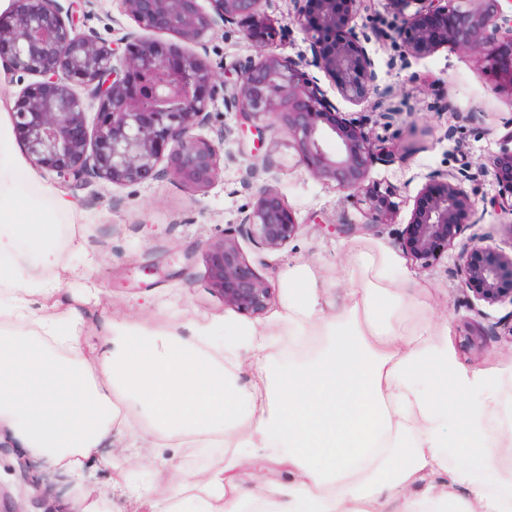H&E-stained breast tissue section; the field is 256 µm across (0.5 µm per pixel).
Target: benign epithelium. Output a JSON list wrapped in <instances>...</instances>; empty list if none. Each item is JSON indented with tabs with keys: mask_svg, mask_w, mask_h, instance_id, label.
Returning <instances> with one entry per match:
<instances>
[{
	"mask_svg": "<svg viewBox=\"0 0 512 512\" xmlns=\"http://www.w3.org/2000/svg\"><path fill=\"white\" fill-rule=\"evenodd\" d=\"M125 14L143 31H165L178 42L149 41L128 33L120 43L83 28L74 4L14 0L0 15V62L5 80L21 83L12 111L30 161L66 182L91 178L132 185L159 164L183 186L202 190L217 178L218 148L196 133L208 122L224 75L207 60L205 37L236 26L257 58L236 71L231 107L245 129L267 117L281 125L309 174L362 206L365 224H337L338 234L390 224L400 208L398 190L369 181L382 148L367 131L368 116L349 117L299 62L276 52L277 31L265 0H122ZM399 20L392 33L402 58L423 60L442 48L473 57L492 89L511 94L512 0H382ZM361 0H296L295 25L308 40L313 66L340 99L369 102L378 73L357 18ZM193 45L202 49H188ZM84 90L80 96L75 88ZM97 106L88 126L86 101ZM487 172L498 187L492 204L512 215V125L501 136ZM467 167L434 171L413 197L402 230V248L423 266L454 250L463 291L488 306L512 305V254L464 236L479 221L481 199L465 188ZM257 247L277 250L302 223L271 185L259 188L252 211L240 222ZM208 279L224 305L263 314L272 285L249 264L237 236L205 244Z\"/></svg>",
	"mask_w": 512,
	"mask_h": 512,
	"instance_id": "obj_1",
	"label": "benign epithelium"
}]
</instances>
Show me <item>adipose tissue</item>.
<instances>
[{
    "instance_id": "adipose-tissue-1",
    "label": "adipose tissue",
    "mask_w": 512,
    "mask_h": 512,
    "mask_svg": "<svg viewBox=\"0 0 512 512\" xmlns=\"http://www.w3.org/2000/svg\"><path fill=\"white\" fill-rule=\"evenodd\" d=\"M73 202L39 186L0 113V431L81 480L113 431L137 411L151 439L223 448L224 464L172 473L157 512H512V375L463 366L432 323H389L397 257L352 251L348 307L325 318L324 349L290 364L275 388L246 383L242 350L261 354L279 330L303 336L318 312L304 270L288 275L275 328L161 329L103 322L63 296L69 271L55 216ZM288 464V484L236 482L245 463Z\"/></svg>"
}]
</instances>
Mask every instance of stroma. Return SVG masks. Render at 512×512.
Listing matches in <instances>:
<instances>
[{
    "mask_svg": "<svg viewBox=\"0 0 512 512\" xmlns=\"http://www.w3.org/2000/svg\"><path fill=\"white\" fill-rule=\"evenodd\" d=\"M267 17L281 31L277 51L300 63L310 62L309 43L293 25L294 0H266ZM84 23L103 37L117 39L136 31L124 13L121 0H92L85 7ZM358 25L371 37L369 48L379 74V89L367 109L372 114L371 136L385 149L369 177L397 187L400 209L394 223L373 231L337 236L331 224L364 223L362 209L341 193L314 179L297 161V153L278 124L260 121L261 136L242 134L237 115L224 100L211 105L213 119L198 133L219 149L221 171L215 182L201 191L190 190L168 175H156L130 186L98 179L75 184L41 171L43 185L66 194L77 204L73 218H61L64 234L83 239V251H66L76 274L67 276L66 297L87 308L98 325L85 334L86 344L97 343L101 321L160 328L171 323L186 326L221 323L231 319L257 328L270 325L288 303V273L305 267L318 290L323 315L329 316L349 303L343 270L345 252L356 247L384 248L401 256L399 286L405 298L391 323L414 329L426 320L448 323V341L458 359L476 370L497 371L512 367V306L486 308L477 315L460 289L454 273L455 258L446 255L423 269L403 258L400 232L411 200L430 171H453L467 162L488 165L500 148L506 125L512 124V105L505 94L495 92L491 81L472 59L452 48L416 61L399 58L392 42L376 39L379 27H392L380 0H366ZM208 59L215 69L232 72L256 58L255 48L234 28L217 29L206 38ZM392 120H385V113ZM408 138L418 142L417 153L402 157L399 144ZM274 186L302 223L300 232L286 246L260 250L242 241L244 255L256 272L266 278L275 296L266 313L250 316L224 304L208 281L204 244L235 230L255 202L262 185ZM486 205L480 211L475 233L487 236L491 245L512 251V217L491 200L498 188L491 177L475 184ZM481 321L486 333L473 343L469 331ZM22 444L0 455V512H11L15 499L26 497L28 484L15 472ZM112 466L91 463L89 486L113 488L112 512H130L123 488L143 483L163 493L173 470H200L223 464L220 448L134 447L125 432H113L103 445Z\"/></svg>",
    "mask_w": 512,
    "mask_h": 512,
    "instance_id": "35a3bbf8",
    "label": "stroma"
}]
</instances>
